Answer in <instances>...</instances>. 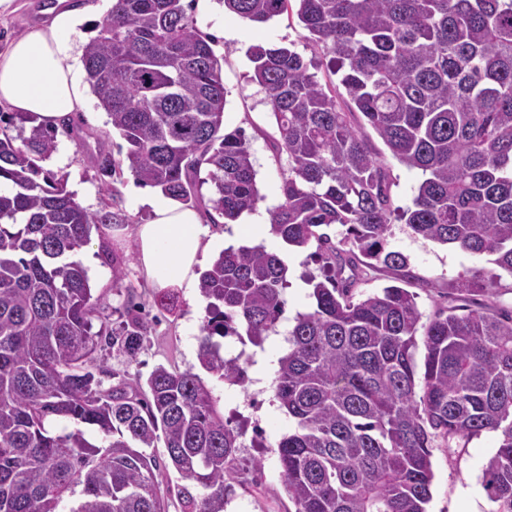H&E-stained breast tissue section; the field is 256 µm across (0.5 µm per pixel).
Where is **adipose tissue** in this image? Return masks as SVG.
I'll list each match as a JSON object with an SVG mask.
<instances>
[{
  "mask_svg": "<svg viewBox=\"0 0 512 512\" xmlns=\"http://www.w3.org/2000/svg\"><path fill=\"white\" fill-rule=\"evenodd\" d=\"M92 11L89 4L62 7L1 52L0 103L47 125L85 111L90 87L79 64L77 40ZM218 239L195 210L165 199L154 202L150 221L134 231L138 259L148 283L158 291L193 292L197 269Z\"/></svg>",
  "mask_w": 512,
  "mask_h": 512,
  "instance_id": "obj_1",
  "label": "adipose tissue"
}]
</instances>
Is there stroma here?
Listing matches in <instances>:
<instances>
[{"mask_svg":"<svg viewBox=\"0 0 512 512\" xmlns=\"http://www.w3.org/2000/svg\"><path fill=\"white\" fill-rule=\"evenodd\" d=\"M43 6L44 0H13L11 10L0 13V51L27 27L43 23ZM197 26L215 39L213 50L221 63L227 91L225 129L244 130L257 170L261 199L255 211L243 214L240 222L269 221L271 211L283 201L281 184L288 173V158L273 148L278 138L277 127L264 91L251 80L252 64L247 51L257 44L285 45L309 59L314 50L305 40L297 18L282 15L265 23H251L225 9L221 0H215L210 13L198 16ZM358 130L385 159L393 206L410 205L420 181L418 173L391 158L388 148L367 122H359ZM121 142L107 113L93 98L87 111L74 115L70 131L58 133L56 150L44 164L46 170L65 180L68 191L87 212L98 211L113 196L129 217L126 224L92 230L88 243L78 250L76 257L88 272L101 319L108 328H120L126 319V304L132 299L145 304L151 329L135 359L104 345L95 352L90 368L106 387L111 385L110 374L114 371L134 378L148 375L161 365L171 371L190 369L199 373L226 419H245L248 429L259 430L265 438L264 447L240 449L236 472L229 480L232 492L224 512H294L275 449L276 441L287 433L289 424L274 401L271 384L252 377L245 386L229 385L217 375L202 371L198 354L204 299L188 300L178 289L172 309L161 308L154 302L156 291L146 280L131 237L134 225L149 220L151 207L135 200L132 188L136 181L130 172L106 176L96 162L100 149L113 152ZM264 244L267 249L281 252L290 267L291 286L285 292L282 318L292 321L297 313L309 311L313 305L308 289L299 285L301 274H319L322 263L310 246L293 250L271 235ZM107 245L122 261L121 279L112 277V263L103 252ZM389 245L406 256L408 277L403 286L416 293L417 305L427 319L439 309L457 305L454 288L459 278L488 266L486 258L415 236L397 220L391 223ZM497 444L498 438L492 433L474 437L452 452L442 441H435L428 512H490L492 505L481 484V475Z\"/></svg>","mask_w":512,"mask_h":512,"instance_id":"1","label":"stroma"}]
</instances>
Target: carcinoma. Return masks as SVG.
<instances>
[{"label": "carcinoma", "mask_w": 512, "mask_h": 512, "mask_svg": "<svg viewBox=\"0 0 512 512\" xmlns=\"http://www.w3.org/2000/svg\"><path fill=\"white\" fill-rule=\"evenodd\" d=\"M195 0H112L85 46L84 67L125 166L195 207L201 169L212 210L236 222L259 200L250 145L224 128L226 91ZM249 22L294 15L330 56L339 86L287 46L254 45L251 80L265 92L288 157L271 233L292 249L317 242L322 279L288 329L274 397L292 422L277 443L295 512H427L431 448L483 432L498 446L482 471L493 508L512 512V310L450 307L427 323L416 294L397 285L355 300L362 267L407 268L387 247L391 218L413 234L512 274V0H223ZM362 117L393 158L421 180L395 212L386 164L356 129ZM0 131V512H165L157 474L175 470L183 512H221L246 428L224 419L202 378L156 367L146 382L109 389L87 364L101 344L136 356L149 324L131 303L120 330L92 332L97 303L75 259L93 226L126 223L116 202L89 213L39 162L56 128ZM339 225L336 243L321 232ZM289 266L263 245L230 246L199 278L207 302L199 363L231 385L245 352L225 357L215 337L263 346L284 306ZM495 274L462 280V300ZM425 348L423 373L415 359ZM149 394H144L143 389ZM76 424L69 432L52 420ZM102 435L96 444L81 426ZM163 440L166 459L144 452ZM202 489L195 496L188 488Z\"/></svg>", "instance_id": "obj_1"}]
</instances>
